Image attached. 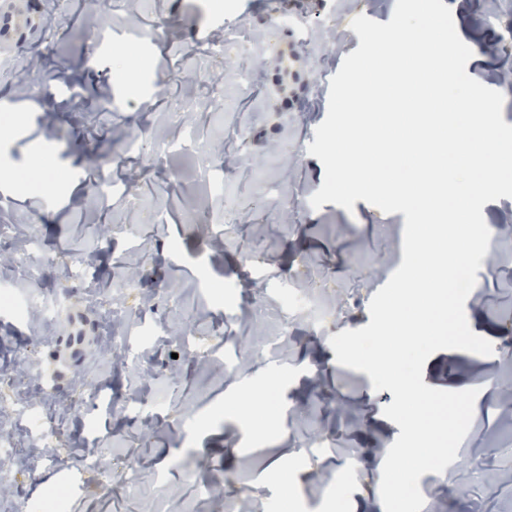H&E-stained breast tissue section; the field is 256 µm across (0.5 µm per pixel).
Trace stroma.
I'll list each match as a JSON object with an SVG mask.
<instances>
[{"label": "stroma", "instance_id": "stroma-1", "mask_svg": "<svg viewBox=\"0 0 512 512\" xmlns=\"http://www.w3.org/2000/svg\"><path fill=\"white\" fill-rule=\"evenodd\" d=\"M40 0L35 27L0 37V368L20 370L25 409L50 397L73 410L53 447L0 462L14 512L59 492V512H223L244 496L260 512H335L337 494L384 512L379 459L400 428L369 375L339 365L329 339L369 324V303L403 261V213L359 200L353 211L311 196L325 170L308 146L328 111L331 78L359 44L357 15L385 23L395 0ZM453 13L503 91L512 125V0H461ZM245 51H217L225 29ZM224 87L210 102L212 84ZM191 130L190 152L167 142ZM137 138L139 150L125 143ZM50 147V196L22 194L13 173ZM233 166L212 187L200 167ZM113 183L100 199L99 183ZM79 184L70 192V184ZM481 267L475 334L488 356L440 350L423 381L477 389L473 431L443 473L421 476L422 512H512V425L502 422L512 366V232L492 236ZM51 256L37 265L39 256ZM136 285L113 292L130 261ZM325 302L345 319L314 322ZM126 337L122 359L96 353ZM190 339L199 357L182 356ZM276 405L266 438L240 419L264 383ZM283 457L284 469L271 462Z\"/></svg>", "mask_w": 512, "mask_h": 512}]
</instances>
